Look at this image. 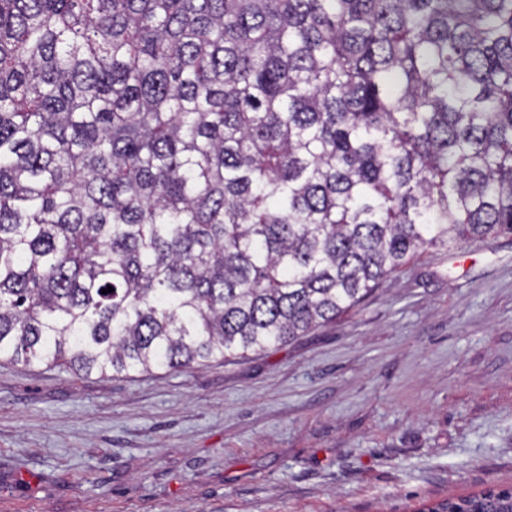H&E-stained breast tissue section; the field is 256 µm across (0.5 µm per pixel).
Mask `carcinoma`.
<instances>
[{
  "label": "carcinoma",
  "mask_w": 512,
  "mask_h": 512,
  "mask_svg": "<svg viewBox=\"0 0 512 512\" xmlns=\"http://www.w3.org/2000/svg\"><path fill=\"white\" fill-rule=\"evenodd\" d=\"M501 234L512 0H0L1 362L247 359Z\"/></svg>",
  "instance_id": "carcinoma-1"
}]
</instances>
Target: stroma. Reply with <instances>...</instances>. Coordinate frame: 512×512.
<instances>
[{
  "label": "stroma",
  "mask_w": 512,
  "mask_h": 512,
  "mask_svg": "<svg viewBox=\"0 0 512 512\" xmlns=\"http://www.w3.org/2000/svg\"><path fill=\"white\" fill-rule=\"evenodd\" d=\"M512 487V235L245 361L0 362V512H420Z\"/></svg>",
  "instance_id": "obj_1"
}]
</instances>
